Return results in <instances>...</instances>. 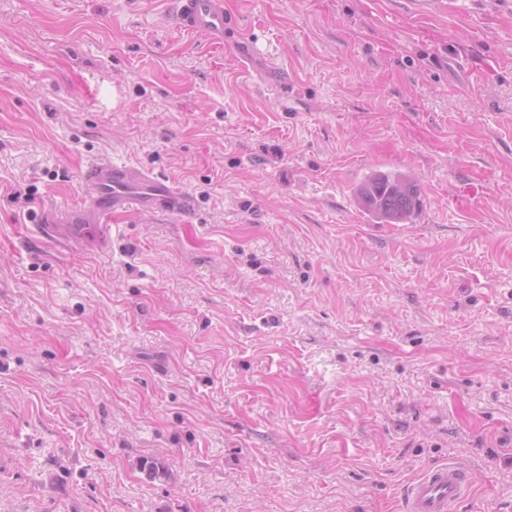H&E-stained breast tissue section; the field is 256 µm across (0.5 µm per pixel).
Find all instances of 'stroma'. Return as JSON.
<instances>
[{
    "label": "stroma",
    "instance_id": "obj_1",
    "mask_svg": "<svg viewBox=\"0 0 512 512\" xmlns=\"http://www.w3.org/2000/svg\"><path fill=\"white\" fill-rule=\"evenodd\" d=\"M224 16L0 0V512H401L448 460L512 512V0ZM105 163L190 210L44 237ZM180 28L204 34L211 43L224 45L223 0H174ZM353 196L366 213L388 224L406 223L421 210L416 181L393 170H373L355 186Z\"/></svg>",
    "mask_w": 512,
    "mask_h": 512
}]
</instances>
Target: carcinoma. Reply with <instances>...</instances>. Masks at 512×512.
<instances>
[{"label":"carcinoma","mask_w":512,"mask_h":512,"mask_svg":"<svg viewBox=\"0 0 512 512\" xmlns=\"http://www.w3.org/2000/svg\"><path fill=\"white\" fill-rule=\"evenodd\" d=\"M353 196L362 210L388 224L405 223L422 208L416 181L400 171L367 173L356 184Z\"/></svg>","instance_id":"cac0c4a2"}]
</instances>
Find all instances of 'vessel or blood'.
Listing matches in <instances>:
<instances>
[{"instance_id": "obj_1", "label": "vessel or blood", "mask_w": 512, "mask_h": 512, "mask_svg": "<svg viewBox=\"0 0 512 512\" xmlns=\"http://www.w3.org/2000/svg\"><path fill=\"white\" fill-rule=\"evenodd\" d=\"M180 28L204 34L211 43L224 42V0H174ZM183 204L174 190L162 188L149 173L119 165H95L86 176L83 209L92 211L102 231H110L116 216L133 209H159ZM470 473L448 461L429 467L404 492L402 512H452L467 494Z\"/></svg>"}]
</instances>
